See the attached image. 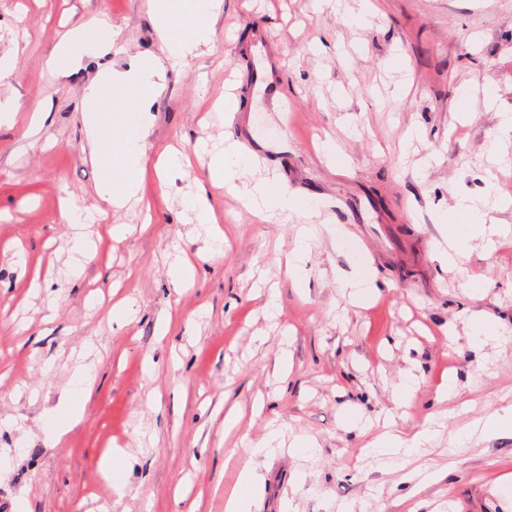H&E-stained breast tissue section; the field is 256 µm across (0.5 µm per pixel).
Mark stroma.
<instances>
[{
	"label": "stroma",
	"instance_id": "35a3bbf8",
	"mask_svg": "<svg viewBox=\"0 0 512 512\" xmlns=\"http://www.w3.org/2000/svg\"><path fill=\"white\" fill-rule=\"evenodd\" d=\"M352 5L224 0L212 49L168 73L151 105L148 153L177 147L189 166L163 184L147 174L142 202L109 213L127 227L121 242L89 227L103 240L75 284L61 203H98L84 89L106 62L157 54L158 39L147 0H0V58L14 63L0 99L25 108L0 127V512H224L244 466L262 483L248 512H512V437L475 427L512 405V208L494 213L492 255L448 270L435 245L452 192L488 208L487 167L512 199V134L498 127L512 113V0H378L365 27ZM102 15L122 31L110 59L51 73L59 41ZM230 81L240 108L228 116L211 106ZM464 95L475 106L462 119ZM34 111L45 119L32 130ZM227 135L254 156L250 177H279L316 212L299 269L285 264L296 225L258 223L213 191L215 255L187 209L210 164L197 144ZM179 256L195 268L184 290L170 276ZM373 284L354 301L351 286ZM126 298L136 314L114 319ZM478 319L502 339L472 344ZM78 354L95 385L56 441ZM404 377L409 401L395 395ZM390 418L438 432L412 455L385 454L372 443ZM273 428L277 448L251 456ZM115 448L130 454L120 498L100 467Z\"/></svg>",
	"mask_w": 512,
	"mask_h": 512
}]
</instances>
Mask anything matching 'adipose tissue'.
<instances>
[{"instance_id":"ef3b65f1","label":"adipose tissue","mask_w":512,"mask_h":512,"mask_svg":"<svg viewBox=\"0 0 512 512\" xmlns=\"http://www.w3.org/2000/svg\"><path fill=\"white\" fill-rule=\"evenodd\" d=\"M148 8L160 43L159 55L125 71L103 67L85 89L84 109L96 115L89 126L90 157L103 175L96 187L97 206L68 204L62 210L64 220L78 235L70 267L75 280L94 258L90 242L81 236L84 227L104 222L109 211L123 209L138 198L141 177L151 163L145 133L150 125L152 98L163 90L168 71L178 70L199 50L211 48L212 23L223 12L224 0H201L200 6L187 12L181 10L177 0H148ZM117 38L111 20L102 18L96 24L75 29L55 47L49 63L58 75H70L85 56L111 55ZM106 98L112 101V111L98 115V105ZM249 164L238 142L225 141L211 157L208 179L235 193L261 221L283 218L294 224L313 223L314 211L291 198L277 183L247 179ZM473 212L471 197L454 195L451 214L459 222L445 225L442 235L456 258L465 257L472 240L482 233L481 225L472 221Z\"/></svg>"}]
</instances>
